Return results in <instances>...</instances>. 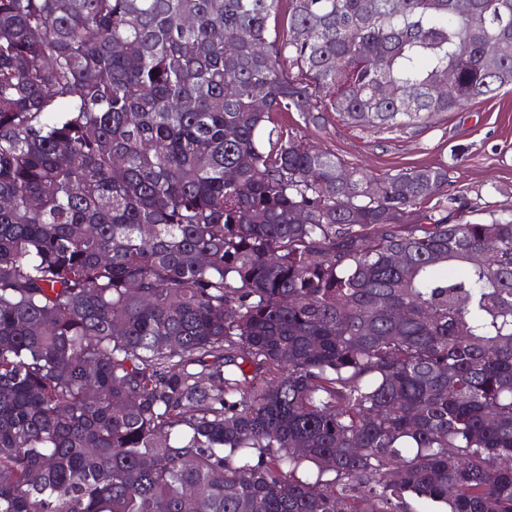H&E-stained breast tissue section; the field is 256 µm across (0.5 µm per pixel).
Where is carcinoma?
I'll use <instances>...</instances> for the list:
<instances>
[{
  "instance_id": "1",
  "label": "carcinoma",
  "mask_w": 512,
  "mask_h": 512,
  "mask_svg": "<svg viewBox=\"0 0 512 512\" xmlns=\"http://www.w3.org/2000/svg\"><path fill=\"white\" fill-rule=\"evenodd\" d=\"M282 2L0 0V512H512V208L274 121L496 96L512 0Z\"/></svg>"
}]
</instances>
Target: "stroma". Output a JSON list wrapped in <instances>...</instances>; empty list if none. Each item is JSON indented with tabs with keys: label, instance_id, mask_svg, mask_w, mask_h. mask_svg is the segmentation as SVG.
I'll return each mask as SVG.
<instances>
[{
	"label": "stroma",
	"instance_id": "stroma-1",
	"mask_svg": "<svg viewBox=\"0 0 512 512\" xmlns=\"http://www.w3.org/2000/svg\"><path fill=\"white\" fill-rule=\"evenodd\" d=\"M285 124L351 167L383 177L413 166L443 163L453 186L475 203L471 220H483L512 203V87L488 100L442 113L424 128L381 133L325 113L311 123L298 112Z\"/></svg>",
	"mask_w": 512,
	"mask_h": 512
}]
</instances>
